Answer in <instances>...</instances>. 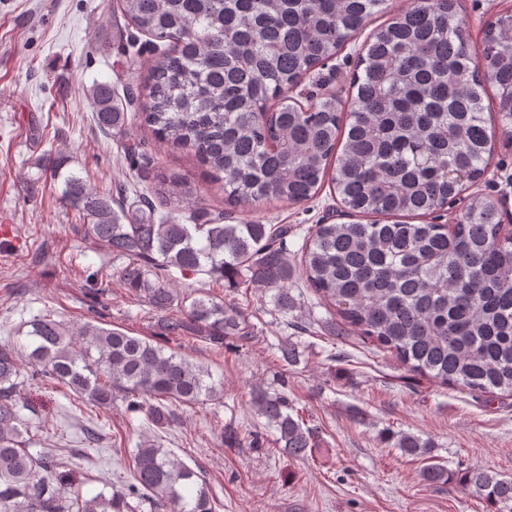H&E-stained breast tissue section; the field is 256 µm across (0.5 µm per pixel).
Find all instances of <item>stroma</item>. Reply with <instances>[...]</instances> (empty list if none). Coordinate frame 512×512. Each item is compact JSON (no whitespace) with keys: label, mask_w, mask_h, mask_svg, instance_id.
<instances>
[{"label":"stroma","mask_w":512,"mask_h":512,"mask_svg":"<svg viewBox=\"0 0 512 512\" xmlns=\"http://www.w3.org/2000/svg\"><path fill=\"white\" fill-rule=\"evenodd\" d=\"M464 35L480 52L490 22L512 9V0H456ZM391 12L372 17L337 54L302 81L309 101L333 93L349 102L358 56L373 30ZM162 42L137 31L121 12L120 0H0V343L20 358L32 346L33 317L50 313L77 327L93 316L132 336L159 331L150 307L116 276L119 259L83 239L82 215L61 198L62 178L76 174L98 191L132 200L141 183L125 157L133 142L153 172L188 179L198 190L188 213L223 216L228 224L288 225L290 259H298L317 224L348 218L333 189L302 203L271 201L229 206L213 181L185 150L154 138L137 122L107 135L93 120L91 88L99 82L119 94L144 86ZM493 155L468 195L512 199V135L492 123ZM38 183L29 197L24 180ZM178 288H193L216 300L235 299L255 336L234 349L218 350L188 336L176 350L207 367L224 386L222 399L182 406L164 428L146 414L129 412L123 399L111 407L75 408L73 393L53 381L27 383L18 403L32 439L31 452L61 450L68 492L91 498L106 485L132 480L129 459L141 436L149 435L200 472L216 512H486V505L455 485H428L423 461L381 440L383 431L431 440L439 463L451 470L491 468L512 477V396L476 394L412 375L390 352L366 344L351 330L334 334L332 313L305 294L288 313L275 311L259 288L229 294L207 276L174 275ZM105 290L91 304V282ZM299 345V360L278 358L284 338ZM287 381L288 401L318 431L307 456L283 454L278 431L251 406L254 389ZM101 435L88 449L84 428ZM234 428L242 445L222 444Z\"/></svg>","instance_id":"35a3bbf8"}]
</instances>
